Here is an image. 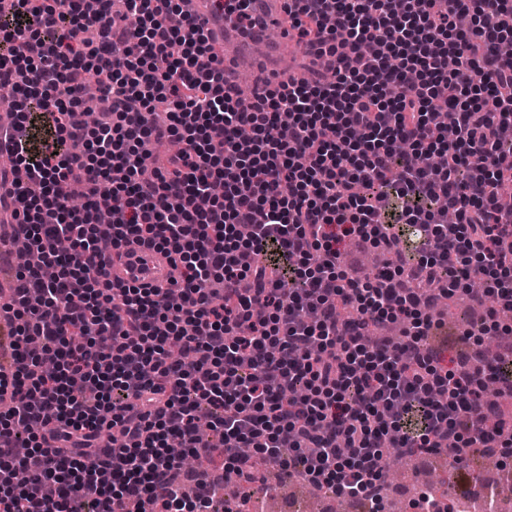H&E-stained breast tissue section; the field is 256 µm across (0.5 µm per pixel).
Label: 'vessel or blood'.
<instances>
[{
	"label": "vessel or blood",
	"instance_id": "vessel-or-blood-1",
	"mask_svg": "<svg viewBox=\"0 0 512 512\" xmlns=\"http://www.w3.org/2000/svg\"><path fill=\"white\" fill-rule=\"evenodd\" d=\"M287 0H250L254 18L245 29L224 18L214 0H185L184 7L208 33L212 44L224 59V69L235 81L266 72L282 83L297 82L310 72L334 68L338 62L353 59L352 49H339L330 56L298 46L292 37L271 40L269 29L281 26ZM170 267L162 253L143 245L127 246L124 257L112 270L119 282L139 288H163L168 284Z\"/></svg>",
	"mask_w": 512,
	"mask_h": 512
}]
</instances>
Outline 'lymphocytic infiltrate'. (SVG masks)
I'll return each instance as SVG.
<instances>
[{"mask_svg": "<svg viewBox=\"0 0 512 512\" xmlns=\"http://www.w3.org/2000/svg\"><path fill=\"white\" fill-rule=\"evenodd\" d=\"M181 2L0 4L16 115L0 227L53 270L18 272L0 301V512H209L211 480L180 495L173 437L245 483L259 458L374 502L389 450L497 442L474 415L492 413L483 377L512 395V354L479 349L448 370L424 338L435 300L471 274L488 307L467 335H497V309L512 308V61L496 49L512 6L292 0L305 45L374 50L334 83H280L244 108ZM171 139L168 166L143 171L148 146ZM354 239L391 265L351 276ZM131 241L168 254L178 305L111 279ZM378 322L405 323L402 339L369 341ZM105 429L121 445L99 459Z\"/></svg>", "mask_w": 512, "mask_h": 512, "instance_id": "lymphocytic-infiltrate-1", "label": "lymphocytic infiltrate"}]
</instances>
